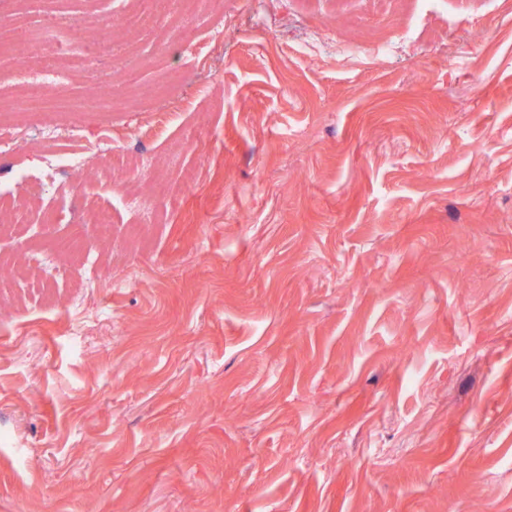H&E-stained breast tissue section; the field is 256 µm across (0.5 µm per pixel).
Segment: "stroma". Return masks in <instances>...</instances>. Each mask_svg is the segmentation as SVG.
I'll use <instances>...</instances> for the list:
<instances>
[{
    "mask_svg": "<svg viewBox=\"0 0 512 512\" xmlns=\"http://www.w3.org/2000/svg\"><path fill=\"white\" fill-rule=\"evenodd\" d=\"M153 9L89 58L137 0H0L62 43L0 51V194L107 134L140 167L0 240L80 243L0 314V512H512V0Z\"/></svg>",
    "mask_w": 512,
    "mask_h": 512,
    "instance_id": "obj_1",
    "label": "stroma"
}]
</instances>
